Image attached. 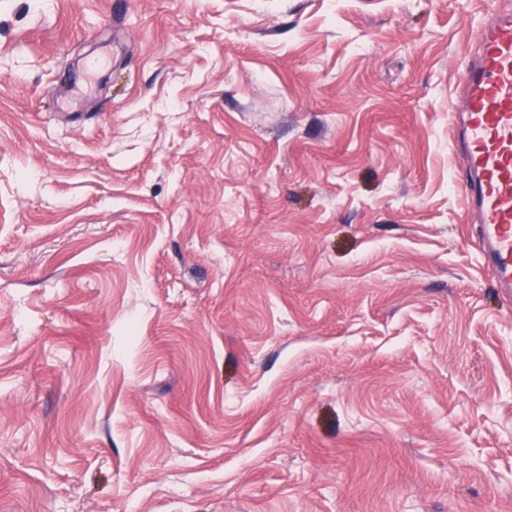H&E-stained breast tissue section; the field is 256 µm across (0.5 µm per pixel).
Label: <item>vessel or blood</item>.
<instances>
[{"label":"vessel or blood","mask_w":512,"mask_h":512,"mask_svg":"<svg viewBox=\"0 0 512 512\" xmlns=\"http://www.w3.org/2000/svg\"><path fill=\"white\" fill-rule=\"evenodd\" d=\"M453 114L457 144L467 159L463 184L480 248L498 285L512 290V12L483 23L459 82Z\"/></svg>","instance_id":"vessel-or-blood-1"}]
</instances>
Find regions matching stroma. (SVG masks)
Instances as JSON below:
<instances>
[{
    "label": "stroma",
    "instance_id": "obj_1",
    "mask_svg": "<svg viewBox=\"0 0 512 512\" xmlns=\"http://www.w3.org/2000/svg\"><path fill=\"white\" fill-rule=\"evenodd\" d=\"M500 9L0 0V512H512ZM456 143L467 159L463 183L480 225V248L499 288L512 290V12L483 23L459 82Z\"/></svg>",
    "mask_w": 512,
    "mask_h": 512
}]
</instances>
